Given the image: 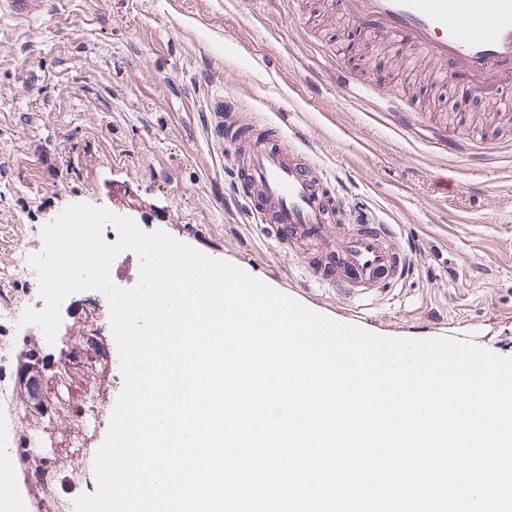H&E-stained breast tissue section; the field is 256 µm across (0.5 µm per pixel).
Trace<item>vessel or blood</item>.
<instances>
[{
	"mask_svg": "<svg viewBox=\"0 0 512 512\" xmlns=\"http://www.w3.org/2000/svg\"><path fill=\"white\" fill-rule=\"evenodd\" d=\"M356 25L376 38L426 49L436 69L460 78L492 73L512 80V0H345ZM209 134L223 146L236 194L250 203L249 220L274 225L280 243L300 253L319 242V257H304L310 277L355 301L377 294L407 275L410 259L395 243L392 225L351 214L346 198L313 173L310 146L302 135L287 137L271 121L247 123L235 95L221 96ZM43 361L37 339L27 340L12 366V399L20 447L50 409L38 386ZM24 480L33 501L55 499L68 476L28 457L17 470L13 456L0 455V486Z\"/></svg>",
	"mask_w": 512,
	"mask_h": 512,
	"instance_id": "1",
	"label": "vessel or blood"
}]
</instances>
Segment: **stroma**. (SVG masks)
<instances>
[{"label": "stroma", "instance_id": "obj_1", "mask_svg": "<svg viewBox=\"0 0 512 512\" xmlns=\"http://www.w3.org/2000/svg\"><path fill=\"white\" fill-rule=\"evenodd\" d=\"M287 114L352 205L413 244L390 293L342 300L307 278L268 224L247 219L209 135L214 99ZM512 92L465 94L419 47L369 36L344 0H40L0 16V269L85 203L249 268L372 333L470 336L512 355ZM80 423L44 451L73 468Z\"/></svg>", "mask_w": 512, "mask_h": 512}]
</instances>
